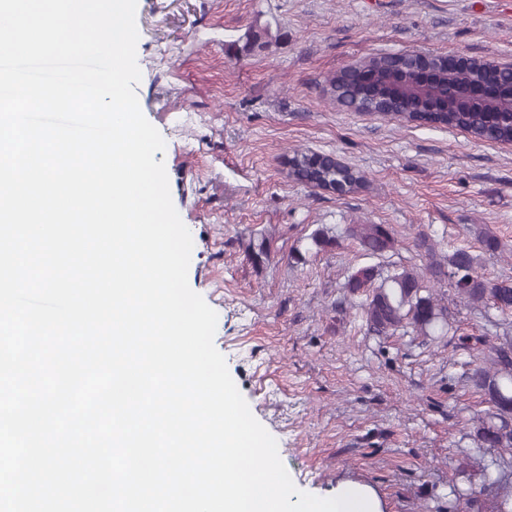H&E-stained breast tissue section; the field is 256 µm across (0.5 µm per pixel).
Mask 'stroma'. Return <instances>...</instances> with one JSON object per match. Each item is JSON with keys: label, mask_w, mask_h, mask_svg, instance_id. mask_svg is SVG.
I'll list each match as a JSON object with an SVG mask.
<instances>
[{"label": "stroma", "mask_w": 512, "mask_h": 512, "mask_svg": "<svg viewBox=\"0 0 512 512\" xmlns=\"http://www.w3.org/2000/svg\"><path fill=\"white\" fill-rule=\"evenodd\" d=\"M136 24L135 91L166 142L154 158L192 236L189 285L216 311L214 344L296 487L323 497L358 483L382 512H423L456 485L492 512L483 469L498 454L469 427L488 410L470 375L490 323L451 293L447 335L369 331L343 288L367 259L343 232L391 225L384 268L425 271V235L444 253L469 246L484 278L512 277V144L349 111L327 80L407 52L512 65V0H138ZM296 150L335 157L361 186L290 179ZM322 227L340 241L319 252ZM486 230L507 253L482 252Z\"/></svg>", "instance_id": "1"}]
</instances>
